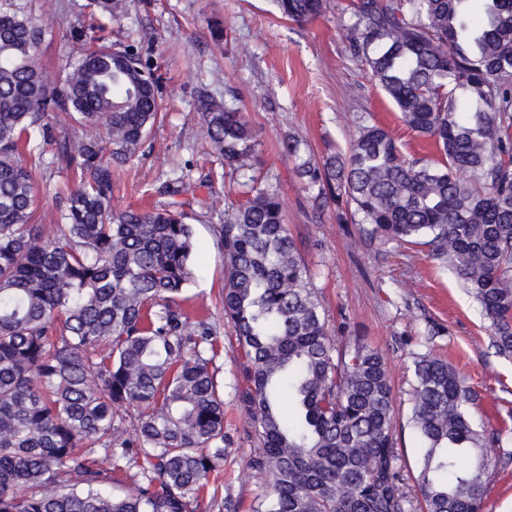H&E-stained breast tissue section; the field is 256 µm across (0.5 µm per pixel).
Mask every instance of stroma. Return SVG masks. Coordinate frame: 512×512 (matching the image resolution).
<instances>
[{
	"instance_id": "35a3bbf8",
	"label": "stroma",
	"mask_w": 512,
	"mask_h": 512,
	"mask_svg": "<svg viewBox=\"0 0 512 512\" xmlns=\"http://www.w3.org/2000/svg\"><path fill=\"white\" fill-rule=\"evenodd\" d=\"M47 33L36 49L47 85L58 84L64 67L84 43L74 38L91 23L87 0H19ZM347 0H327L320 17L296 23L282 18L272 0H131L128 12L109 21L106 43L148 45L146 60L164 95V120L150 137L145 156L116 175L112 205L123 210L161 200L164 185L187 173L201 205L192 221L198 250L194 279L182 306L211 317L222 340L216 359L224 386V476L214 504L201 512H253L262 488L247 462L258 447L242 400L248 382L231 326L224 318V254L214 226L224 209L245 201L248 185L226 175L202 136L197 90L235 96L251 117L258 141L257 176L276 179L285 218L295 238L309 243L307 261L330 328L361 336L385 356L394 394L396 467L408 500L418 497L419 440L410 422L413 361L433 351L452 362L482 399L476 423L501 430L493 448L484 512H512V357L499 355L478 303L454 274L422 246L378 245L332 211L315 214L308 193L278 144L295 135L316 158L346 149L360 124L378 122L404 153L422 155L423 143L400 121L396 106L351 54L343 27ZM229 32L223 45L213 23ZM74 185L72 172L55 168L38 178L36 223L52 232L59 205Z\"/></svg>"
}]
</instances>
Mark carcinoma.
<instances>
[{
    "label": "carcinoma",
    "mask_w": 512,
    "mask_h": 512,
    "mask_svg": "<svg viewBox=\"0 0 512 512\" xmlns=\"http://www.w3.org/2000/svg\"><path fill=\"white\" fill-rule=\"evenodd\" d=\"M304 22L327 0H275ZM348 0L355 57L434 154H404L377 123L316 159L279 144L340 224L382 244L420 245L454 271L512 355V0ZM116 18L128 0H88ZM45 29L0 0V512H198L224 466L216 324L179 299L197 250L183 178L149 210L112 207L116 173L158 120L143 47L101 45L48 86L34 61ZM202 135L232 173L252 169L249 114L198 91ZM65 129L63 141L54 128ZM57 145L50 159L35 137ZM79 184L49 235L33 223L37 176ZM224 253V318L250 386L242 394L263 481L256 512H405L390 370L357 335H332L285 224L278 185L253 188L214 226ZM411 422L421 442L422 512H483L495 429L474 423L479 392L440 355L414 361ZM121 407L137 411L126 421ZM133 469L135 491L112 492Z\"/></svg>",
    "instance_id": "carcinoma-1"
}]
</instances>
